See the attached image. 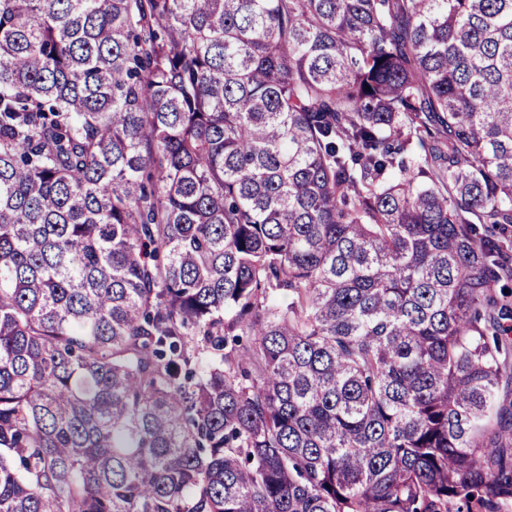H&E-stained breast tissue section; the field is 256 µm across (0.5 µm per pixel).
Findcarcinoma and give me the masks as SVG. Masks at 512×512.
Masks as SVG:
<instances>
[{"mask_svg": "<svg viewBox=\"0 0 512 512\" xmlns=\"http://www.w3.org/2000/svg\"><path fill=\"white\" fill-rule=\"evenodd\" d=\"M512 0H0V512L512 504Z\"/></svg>", "mask_w": 512, "mask_h": 512, "instance_id": "cac0c4a2", "label": "carcinoma"}]
</instances>
